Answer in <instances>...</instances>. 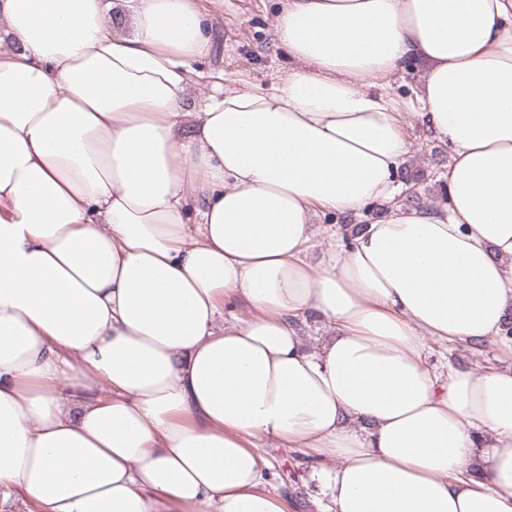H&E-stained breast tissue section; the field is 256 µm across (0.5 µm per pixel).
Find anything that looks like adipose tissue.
Wrapping results in <instances>:
<instances>
[{"mask_svg":"<svg viewBox=\"0 0 512 512\" xmlns=\"http://www.w3.org/2000/svg\"><path fill=\"white\" fill-rule=\"evenodd\" d=\"M223 5L0 0V512H291L261 439L329 512H512V369L423 357L512 311V0H275L287 73L191 111ZM409 122L407 132L410 146L407 165L423 170L428 176L436 166L438 159H442L438 168L448 163V148L444 144L430 139L415 119L410 118ZM423 177V173L421 174L409 167L402 168L399 172L398 180L405 186V189L397 197L398 202L405 206L420 205L422 197V202L425 205L437 203L441 198L439 186L432 177H428L420 184ZM419 184L421 196L419 194ZM369 217L366 220L363 216H357L355 217L358 222L357 224H351L352 219H347L348 217H338L336 218L337 224H326L325 219L323 220V224H317V235L313 240V247L312 251L314 253H319L322 250H325L328 247V244L330 243L329 235H332L336 231V239L339 238L338 236L341 234L339 231V225L342 224V231L343 236L348 238L349 235H352L353 233H358L359 231L363 230V227H365L368 224V220L378 218L379 215L383 212V208L376 207L368 210ZM356 221V222H357Z\"/></svg>","mask_w":512,"mask_h":512,"instance_id":"obj_1","label":"adipose tissue"}]
</instances>
